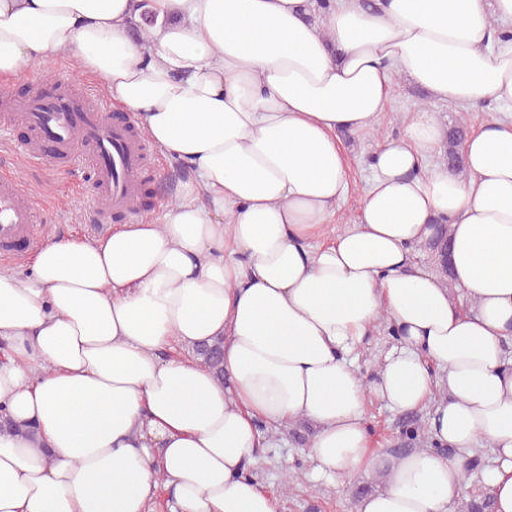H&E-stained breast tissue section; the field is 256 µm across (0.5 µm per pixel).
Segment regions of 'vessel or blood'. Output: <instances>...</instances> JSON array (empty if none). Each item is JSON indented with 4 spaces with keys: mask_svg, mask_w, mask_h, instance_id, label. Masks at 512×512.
<instances>
[{
    "mask_svg": "<svg viewBox=\"0 0 512 512\" xmlns=\"http://www.w3.org/2000/svg\"><path fill=\"white\" fill-rule=\"evenodd\" d=\"M17 123L32 133L14 146L23 158L70 169L91 167V189L107 202L106 211L96 213L97 222H105L111 212L135 214L144 145L130 119L113 117L107 103L73 91L66 79L58 78L35 83L24 98L0 92V132ZM35 234L36 214L26 183L1 172L0 256L19 257Z\"/></svg>",
    "mask_w": 512,
    "mask_h": 512,
    "instance_id": "vessel-or-blood-1",
    "label": "vessel or blood"
}]
</instances>
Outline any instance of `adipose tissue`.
<instances>
[{"instance_id": "obj_1", "label": "adipose tissue", "mask_w": 512, "mask_h": 512, "mask_svg": "<svg viewBox=\"0 0 512 512\" xmlns=\"http://www.w3.org/2000/svg\"><path fill=\"white\" fill-rule=\"evenodd\" d=\"M0 0V77L66 54L188 168L176 202L94 238L56 234L0 270V512H279L250 474L263 429L309 420L328 484L377 477L355 512H448L476 443L512 512V122L471 134L465 170L413 113L373 154L355 221L338 132L372 130L397 77L448 105L512 112V0ZM155 23L132 35L143 10ZM448 228V276L417 261ZM471 302L459 311L451 289ZM398 342L374 379L355 353ZM224 340V377L189 353ZM430 407L429 444L369 445V400ZM393 343L387 326L378 322L372 330L367 343L358 353L356 364L363 374L375 373L383 355Z\"/></svg>"}]
</instances>
